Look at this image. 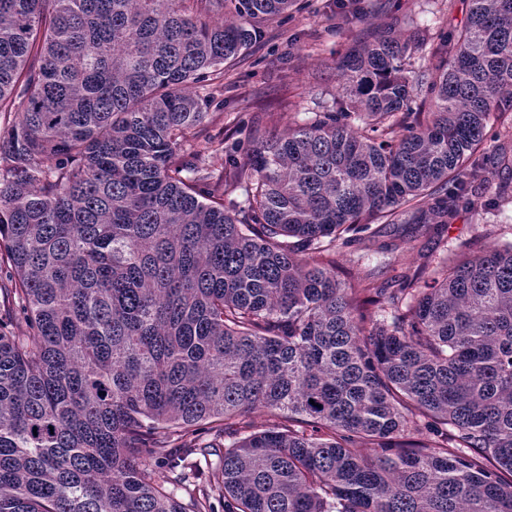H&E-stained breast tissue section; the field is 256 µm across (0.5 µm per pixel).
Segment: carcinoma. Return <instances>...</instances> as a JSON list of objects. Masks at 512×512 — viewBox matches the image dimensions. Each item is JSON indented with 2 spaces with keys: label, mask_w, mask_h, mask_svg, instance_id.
I'll list each match as a JSON object with an SVG mask.
<instances>
[{
  "label": "carcinoma",
  "mask_w": 512,
  "mask_h": 512,
  "mask_svg": "<svg viewBox=\"0 0 512 512\" xmlns=\"http://www.w3.org/2000/svg\"><path fill=\"white\" fill-rule=\"evenodd\" d=\"M293 2L0 0V512H214L197 452L224 512H512V244L336 275L376 224L497 205L512 0L383 28L345 107L218 176L191 88Z\"/></svg>",
  "instance_id": "carcinoma-1"
}]
</instances>
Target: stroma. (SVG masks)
Segmentation results:
<instances>
[{"mask_svg":"<svg viewBox=\"0 0 512 512\" xmlns=\"http://www.w3.org/2000/svg\"><path fill=\"white\" fill-rule=\"evenodd\" d=\"M469 0H296L287 17L261 24L257 41L210 85L214 99L205 121V137L194 149L211 169L222 172L226 152L246 146L250 139L282 131L310 120L314 113L339 106L336 61L353 47L371 41L391 25L405 33L408 22L435 23L452 35L468 18ZM498 227V244L512 242V210L506 216L461 210L436 239L426 226L407 225L418 236L417 249H403V266L413 268L425 253L461 251L479 238L487 225ZM398 229L381 228L376 237L352 245L361 264L340 257L342 280L356 281L367 266L383 261L378 248L399 242Z\"/></svg>","mask_w":512,"mask_h":512,"instance_id":"stroma-1","label":"stroma"}]
</instances>
